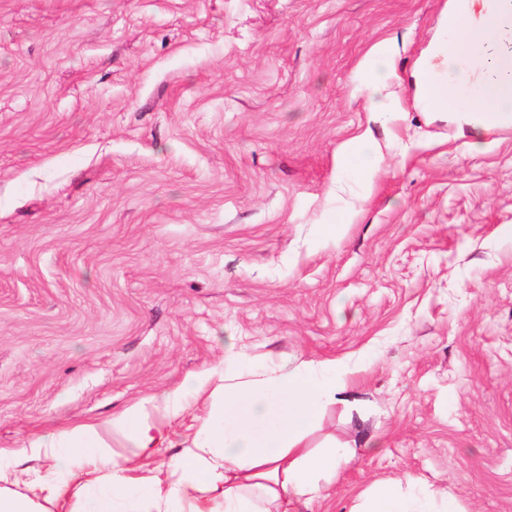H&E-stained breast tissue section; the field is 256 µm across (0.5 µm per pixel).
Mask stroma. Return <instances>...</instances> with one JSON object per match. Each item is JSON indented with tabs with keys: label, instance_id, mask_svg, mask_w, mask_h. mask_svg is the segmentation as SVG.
Returning a JSON list of instances; mask_svg holds the SVG:
<instances>
[{
	"label": "stroma",
	"instance_id": "1",
	"mask_svg": "<svg viewBox=\"0 0 512 512\" xmlns=\"http://www.w3.org/2000/svg\"><path fill=\"white\" fill-rule=\"evenodd\" d=\"M448 2L0 0V463L235 352L332 359L357 403L307 444L354 454L304 512L407 475L512 512V127L416 102ZM392 50L386 43H378L373 46L368 56V64L372 72L371 78L368 80L369 90V106L373 110H378L382 106V92L386 85L384 82V72L388 68Z\"/></svg>",
	"mask_w": 512,
	"mask_h": 512
}]
</instances>
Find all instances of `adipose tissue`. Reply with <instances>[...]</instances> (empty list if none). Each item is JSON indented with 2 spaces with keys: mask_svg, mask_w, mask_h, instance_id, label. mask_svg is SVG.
<instances>
[{
  "mask_svg": "<svg viewBox=\"0 0 512 512\" xmlns=\"http://www.w3.org/2000/svg\"><path fill=\"white\" fill-rule=\"evenodd\" d=\"M437 38L413 84L425 107L458 117L475 130L512 126V0H452ZM181 403L148 396L112 416V432L123 435L135 455L152 456L171 447L168 431L156 420L162 404L178 417L207 399L213 409L165 476L130 474L98 424L65 432L48 431L32 440V454L54 469L69 470L82 460L104 472L108 491L72 487L33 474L27 492L15 491V469L0 465V512H45V504L78 498V512H288L326 497L350 449L333 443L320 451L305 444L326 405L355 403L332 360L281 367L262 379L244 377L222 364L185 379ZM413 479L382 488L361 512H436L428 496L415 493Z\"/></svg>",
  "mask_w": 512,
  "mask_h": 512,
  "instance_id": "adipose-tissue-1",
  "label": "adipose tissue"
}]
</instances>
